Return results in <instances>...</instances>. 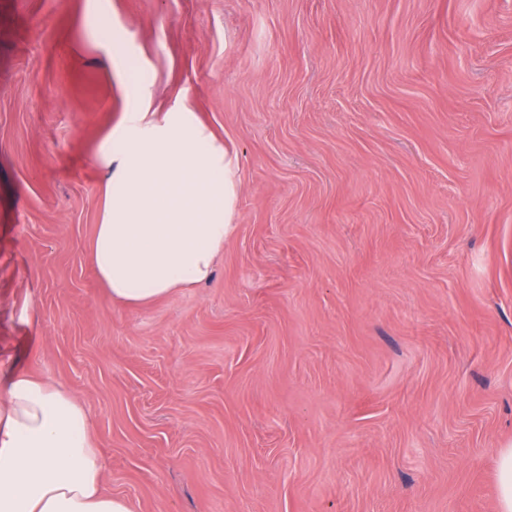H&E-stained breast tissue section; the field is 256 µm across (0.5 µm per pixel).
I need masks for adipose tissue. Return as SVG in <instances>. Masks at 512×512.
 Here are the masks:
<instances>
[{
  "label": "adipose tissue",
  "instance_id": "obj_1",
  "mask_svg": "<svg viewBox=\"0 0 512 512\" xmlns=\"http://www.w3.org/2000/svg\"><path fill=\"white\" fill-rule=\"evenodd\" d=\"M105 219L89 261L111 303L154 304L211 279L233 232L237 150L191 113H125L103 144ZM90 411L28 371L0 381V512H131L102 488Z\"/></svg>",
  "mask_w": 512,
  "mask_h": 512
}]
</instances>
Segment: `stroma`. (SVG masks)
I'll return each mask as SVG.
<instances>
[{
  "label": "stroma",
  "mask_w": 512,
  "mask_h": 512,
  "mask_svg": "<svg viewBox=\"0 0 512 512\" xmlns=\"http://www.w3.org/2000/svg\"><path fill=\"white\" fill-rule=\"evenodd\" d=\"M240 154L213 278L103 295L131 109ZM90 409L133 512H497L512 0H0V376Z\"/></svg>",
  "instance_id": "obj_1"
}]
</instances>
